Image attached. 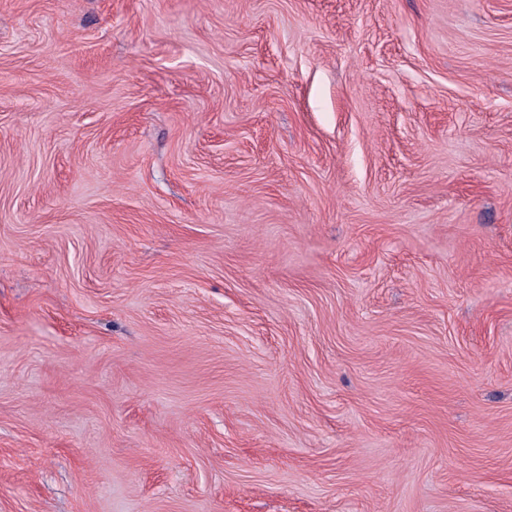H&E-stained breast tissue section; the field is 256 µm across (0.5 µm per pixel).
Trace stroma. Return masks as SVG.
I'll return each mask as SVG.
<instances>
[{"instance_id": "1", "label": "stroma", "mask_w": 512, "mask_h": 512, "mask_svg": "<svg viewBox=\"0 0 512 512\" xmlns=\"http://www.w3.org/2000/svg\"><path fill=\"white\" fill-rule=\"evenodd\" d=\"M0 512H512V0H0Z\"/></svg>"}]
</instances>
